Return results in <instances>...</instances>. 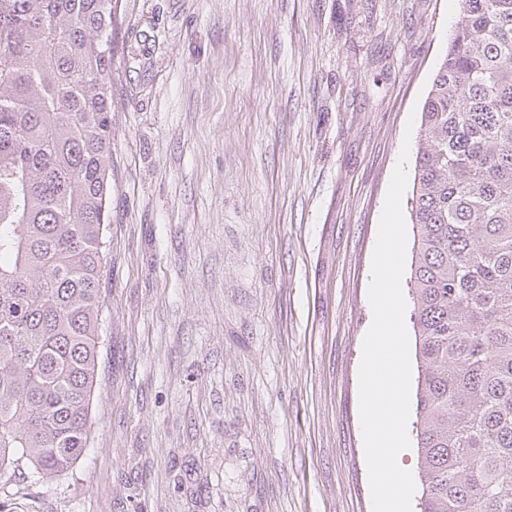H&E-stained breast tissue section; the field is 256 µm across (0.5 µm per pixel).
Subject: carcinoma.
Segmentation results:
<instances>
[{"instance_id":"cac0c4a2","label":"carcinoma","mask_w":512,"mask_h":512,"mask_svg":"<svg viewBox=\"0 0 512 512\" xmlns=\"http://www.w3.org/2000/svg\"><path fill=\"white\" fill-rule=\"evenodd\" d=\"M113 0H0V471L85 456L112 188ZM419 512H512V0H460L410 198Z\"/></svg>"}]
</instances>
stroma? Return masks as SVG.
Segmentation results:
<instances>
[{
	"mask_svg": "<svg viewBox=\"0 0 512 512\" xmlns=\"http://www.w3.org/2000/svg\"><path fill=\"white\" fill-rule=\"evenodd\" d=\"M459 0H122L89 448L5 512H372L380 215Z\"/></svg>",
	"mask_w": 512,
	"mask_h": 512,
	"instance_id": "obj_1",
	"label": "stroma"
}]
</instances>
